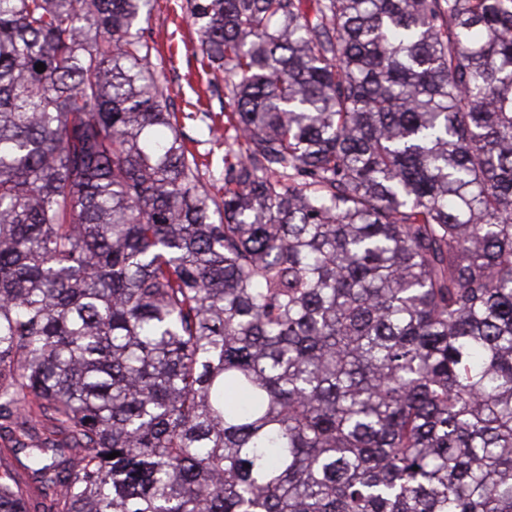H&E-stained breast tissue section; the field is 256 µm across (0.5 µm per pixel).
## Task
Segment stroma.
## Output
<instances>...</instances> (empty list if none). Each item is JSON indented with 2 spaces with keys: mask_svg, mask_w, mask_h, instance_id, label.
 <instances>
[{
  "mask_svg": "<svg viewBox=\"0 0 512 512\" xmlns=\"http://www.w3.org/2000/svg\"><path fill=\"white\" fill-rule=\"evenodd\" d=\"M152 46L151 61L168 88L171 109L199 162V182L213 196L224 184V142L210 128L224 126V82L201 66L199 35L187 0H155L143 31Z\"/></svg>",
  "mask_w": 512,
  "mask_h": 512,
  "instance_id": "stroma-1",
  "label": "stroma"
}]
</instances>
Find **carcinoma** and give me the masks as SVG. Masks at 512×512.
<instances>
[{
	"label": "carcinoma",
	"instance_id": "cac0c4a2",
	"mask_svg": "<svg viewBox=\"0 0 512 512\" xmlns=\"http://www.w3.org/2000/svg\"><path fill=\"white\" fill-rule=\"evenodd\" d=\"M188 4L219 200L153 0H0V512H512V0ZM143 36L155 48L151 61L164 78L170 111L200 164L199 183L218 200L224 185V80L199 62V35L187 9V0H155ZM219 128L221 138L209 134ZM8 448H10L8 437L2 435V438L0 439L1 464H11L13 468H15L17 479L23 490H26L35 496H40L41 488L39 487V484L35 481L30 472H27L14 460V457L10 454Z\"/></svg>",
	"mask_w": 512,
	"mask_h": 512
}]
</instances>
